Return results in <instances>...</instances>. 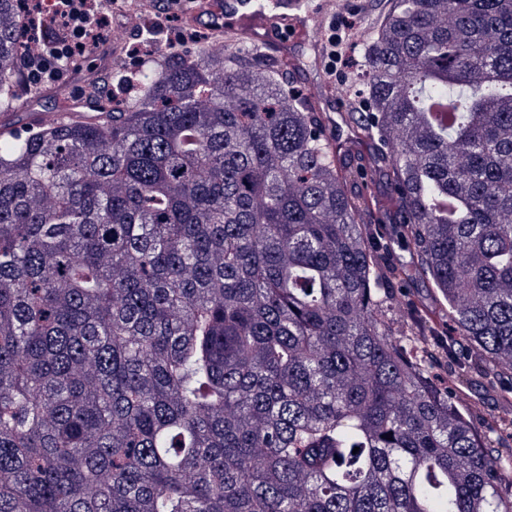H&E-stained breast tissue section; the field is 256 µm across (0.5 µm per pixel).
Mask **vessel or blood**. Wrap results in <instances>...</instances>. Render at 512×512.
<instances>
[{
    "label": "vessel or blood",
    "instance_id": "b4317fda",
    "mask_svg": "<svg viewBox=\"0 0 512 512\" xmlns=\"http://www.w3.org/2000/svg\"><path fill=\"white\" fill-rule=\"evenodd\" d=\"M186 19L191 23L203 20L245 41L264 44L281 65L293 72L300 67L298 47L307 46L316 55L321 52L320 42L309 32L307 0H194ZM305 102L311 112L347 109L342 92L317 81L309 83Z\"/></svg>",
    "mask_w": 512,
    "mask_h": 512
}]
</instances>
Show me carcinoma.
<instances>
[{
    "label": "carcinoma",
    "instance_id": "carcinoma-1",
    "mask_svg": "<svg viewBox=\"0 0 512 512\" xmlns=\"http://www.w3.org/2000/svg\"><path fill=\"white\" fill-rule=\"evenodd\" d=\"M358 45L338 122L227 32L0 135V512H512V419L457 403L512 365V0ZM406 293L404 291L395 292L392 299V306L388 311V317L391 320L394 333L401 335L407 328L410 319L407 316V304L404 300Z\"/></svg>",
    "mask_w": 512,
    "mask_h": 512
}]
</instances>
